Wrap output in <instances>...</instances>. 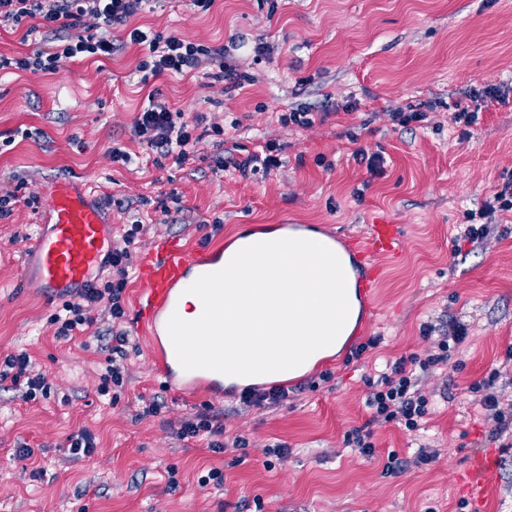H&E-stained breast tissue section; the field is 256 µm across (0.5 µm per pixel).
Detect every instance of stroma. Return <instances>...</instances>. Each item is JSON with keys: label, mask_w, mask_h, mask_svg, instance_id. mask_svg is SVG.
<instances>
[{"label": "stroma", "mask_w": 512, "mask_h": 512, "mask_svg": "<svg viewBox=\"0 0 512 512\" xmlns=\"http://www.w3.org/2000/svg\"><path fill=\"white\" fill-rule=\"evenodd\" d=\"M133 24L217 47L245 40L235 56L247 77L229 96L223 82L200 72L142 78L143 50L125 44L120 28L112 38L124 47L112 58L70 61L55 74L0 72V186L19 197L0 218V354L26 352L53 387L50 398L27 402L19 389L0 384V512H457L467 495V463L487 450L496 454L497 479L468 510L512 512V447L495 440L470 391L496 367L502 401L512 402V213L498 217L485 244L457 240L467 214L512 180V101L489 105L466 128L450 120L472 90L495 87L512 97V0H281L273 14L264 0H214L204 13L191 0H150ZM46 38L33 21L2 23L0 55L30 54ZM259 42L274 51L255 62L250 47ZM154 88L172 108L206 123L239 120L231 136L246 151L276 141L282 166L250 179L217 170L221 149L211 136L181 167L113 164V144L142 154L129 129ZM433 98L441 105L425 121L394 123L395 110ZM349 101L357 111L336 113ZM299 103L331 115L307 129L281 124L280 113ZM34 128L40 139L22 138ZM358 144L383 155L382 175L368 177L355 163ZM69 177L88 181L113 244H121L130 215L147 222L132 247L136 257L161 240L192 251L232 242L246 229L298 224L324 232L353 255L358 283L381 276L375 295H364L347 343L352 349L377 336L379 346L352 363L339 354L288 381V398L275 408H241L236 388L209 400L188 395L155 370L132 313L140 288L133 276L123 323L131 339L127 383L109 401L97 392L106 354L95 337L108 320L99 317L96 331L71 342L56 340L47 318L61 303L39 299L25 269L46 219L45 204L25 200ZM172 191L180 208L162 214L159 202ZM382 216L400 227L403 252L371 264L359 244ZM452 316L469 335L425 381L432 412L421 430L373 425L371 459L346 448L347 431L370 417L368 378L389 360L427 349L423 322ZM154 396L164 402L161 414L137 417L139 398ZM207 401L224 408L230 434L246 436L248 448L218 455L175 437L172 423ZM81 428L95 434L97 451L73 459L65 439ZM21 442L32 446L33 458L15 456ZM277 442L290 448L287 461L267 455ZM424 444L436 446V462L386 473L388 453L409 459ZM214 467L223 485L200 486Z\"/></svg>", "instance_id": "1"}]
</instances>
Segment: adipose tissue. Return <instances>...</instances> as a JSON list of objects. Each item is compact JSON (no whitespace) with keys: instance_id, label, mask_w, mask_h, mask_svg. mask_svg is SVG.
<instances>
[{"instance_id":"1","label":"adipose tissue","mask_w":512,"mask_h":512,"mask_svg":"<svg viewBox=\"0 0 512 512\" xmlns=\"http://www.w3.org/2000/svg\"><path fill=\"white\" fill-rule=\"evenodd\" d=\"M222 311L187 293V342L224 366L225 386L294 380L341 353L362 313L353 259L305 228L246 232L224 252ZM223 333L221 348L211 339Z\"/></svg>"}]
</instances>
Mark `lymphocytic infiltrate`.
<instances>
[{"label":"lymphocytic infiltrate","instance_id":"f902f5d3","mask_svg":"<svg viewBox=\"0 0 512 512\" xmlns=\"http://www.w3.org/2000/svg\"><path fill=\"white\" fill-rule=\"evenodd\" d=\"M148 0H0V22L20 24L24 19H37L52 35L45 46L33 55L19 58L0 56V70L18 69L55 73L64 61L82 60L89 57H108L118 46L110 36L113 29L127 28L130 44L142 46L145 51L137 69L151 73L187 75L203 69H214L215 80L226 83L227 90L241 85V76L234 55L238 45L213 48L187 41L177 34L150 32L135 27L132 21L139 15ZM198 121L187 120L182 110L171 109L160 91H151L147 103L133 120L130 136L144 146L149 160L162 166L164 160L184 165L192 160L200 140ZM281 148L274 141H266L260 150L236 159L220 158L221 167L238 171L241 177L250 178L257 171L266 172L282 164ZM143 230L141 221H132L125 230L122 245L113 247L109 264L110 280L84 289L79 299L65 301L58 313L50 315L48 322L54 328L56 339L72 341L97 322L93 315L96 307H103L111 318L114 328L106 346L108 357L100 374L99 395L117 398L126 382L125 361L130 343L120 324L125 316L124 293L128 285V270L132 258V245ZM420 334L432 344L424 355L410 354L392 361L387 372L379 380L370 383L366 406L370 411L368 424L352 428L345 436L348 447L357 449L367 458L376 453L372 440V424L393 422L404 430H419L422 421L431 410V401L423 390V382L437 369L446 366L452 349L463 344L468 327L458 321L443 326L422 324ZM500 369L494 368L479 382L472 384L471 391L492 422V433L502 436L512 432V403L500 401L497 381ZM11 382L19 388L25 401L48 398L51 385L46 377L34 373L27 353L0 356V383ZM183 440L203 442L205 449L214 454L247 447L248 440L241 435H229L223 411L212 404H204L201 410L185 417L177 431Z\"/></svg>","mask_w":512,"mask_h":512}]
</instances>
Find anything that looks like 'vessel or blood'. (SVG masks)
<instances>
[{
    "mask_svg": "<svg viewBox=\"0 0 512 512\" xmlns=\"http://www.w3.org/2000/svg\"><path fill=\"white\" fill-rule=\"evenodd\" d=\"M46 228L30 248L40 295L48 300L77 298L104 267L111 253L112 226L102 209L88 193L86 181L58 180L45 191ZM402 251V236L397 225L376 220L368 228L363 252L366 258H388ZM141 288L135 299V316L144 334L153 341L155 367L170 377L172 361H186L189 386L197 393H210L215 380L207 358L199 356L184 339L177 301L187 286H195L208 296L224 288V249L217 246L195 252L172 242L160 243L138 263ZM171 337L162 346L158 337ZM496 476L495 457L485 454L473 458L468 466L467 488L474 499H482Z\"/></svg>",
    "mask_w": 512,
    "mask_h": 512,
    "instance_id": "obj_1",
    "label": "vessel or blood"
}]
</instances>
